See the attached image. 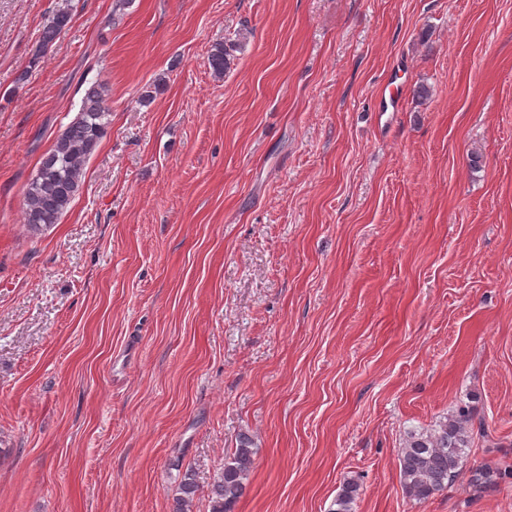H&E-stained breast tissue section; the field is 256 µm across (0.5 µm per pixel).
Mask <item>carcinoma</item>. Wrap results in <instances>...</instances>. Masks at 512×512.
I'll return each mask as SVG.
<instances>
[{"mask_svg": "<svg viewBox=\"0 0 512 512\" xmlns=\"http://www.w3.org/2000/svg\"><path fill=\"white\" fill-rule=\"evenodd\" d=\"M72 21L70 0H61L43 26L31 64H36L53 46ZM240 44H217L209 56V65L217 77L230 69L231 51ZM109 89L104 83L92 85L83 98L77 116L57 137L53 147L41 159L23 192L24 223L37 234L59 222L79 190L84 167L106 136L111 124ZM473 435L470 406L458 407L448 420L430 432L412 433L401 449L400 472L409 497L423 501L447 488L448 481L463 473ZM254 438L243 434L236 447L224 456V466L208 494L210 512H233L246 490L255 464ZM512 478V468L476 467L469 469L468 484L478 490ZM360 485L355 478L344 481L331 512H355ZM199 485L193 469L182 472L178 496L172 512H194Z\"/></svg>", "mask_w": 512, "mask_h": 512, "instance_id": "1", "label": "carcinoma"}]
</instances>
